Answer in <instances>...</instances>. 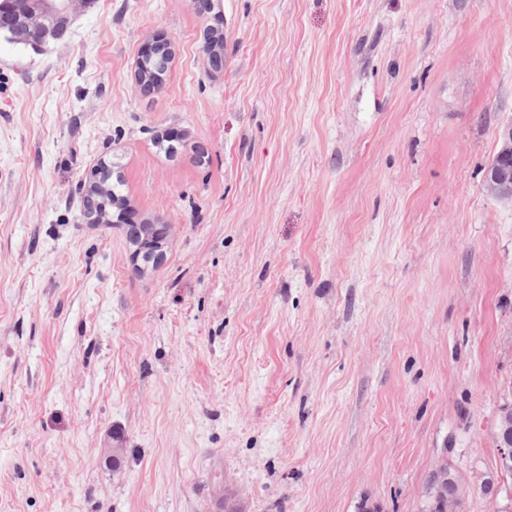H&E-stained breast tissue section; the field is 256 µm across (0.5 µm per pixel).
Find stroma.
Instances as JSON below:
<instances>
[{
    "label": "stroma",
    "instance_id": "stroma-1",
    "mask_svg": "<svg viewBox=\"0 0 512 512\" xmlns=\"http://www.w3.org/2000/svg\"><path fill=\"white\" fill-rule=\"evenodd\" d=\"M213 2L0 40V512H421L444 457L500 488L462 512L506 506L512 0ZM102 161L159 267L81 216ZM483 189L492 198L512 204V167L489 168L484 174ZM138 235L132 244L136 259H141L145 270L151 264L160 262L165 255V247L169 236V224H138ZM493 434L498 442L497 469L500 474H506L512 470V408H504L499 411L494 425ZM512 477V473L506 474Z\"/></svg>",
    "mask_w": 512,
    "mask_h": 512
}]
</instances>
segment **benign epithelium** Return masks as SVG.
<instances>
[{"label": "benign epithelium", "mask_w": 512, "mask_h": 512, "mask_svg": "<svg viewBox=\"0 0 512 512\" xmlns=\"http://www.w3.org/2000/svg\"><path fill=\"white\" fill-rule=\"evenodd\" d=\"M87 4V0H40L36 8H26L15 14V25L9 39L13 43L38 47L47 39H56L66 31L71 17ZM502 159H512V122L501 126L497 135ZM483 189L491 197L512 204V167L499 165L484 174ZM169 236L167 224H142L134 243V257L144 266L162 260ZM498 442L497 469L500 474L512 470V408L499 411L494 425ZM424 497L430 507H439L442 512H459V504L465 497V482L460 475L443 460L431 472Z\"/></svg>", "instance_id": "benign-epithelium-1"}]
</instances>
